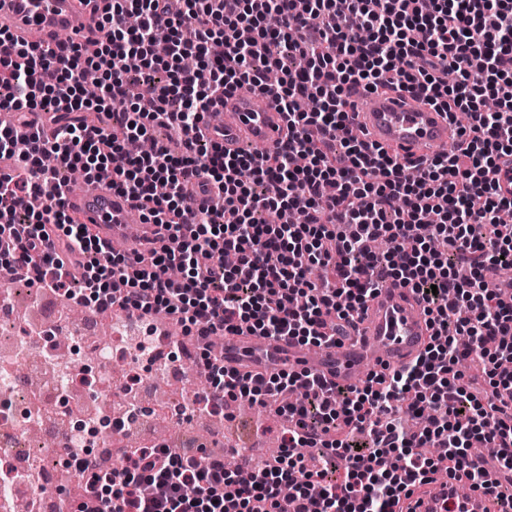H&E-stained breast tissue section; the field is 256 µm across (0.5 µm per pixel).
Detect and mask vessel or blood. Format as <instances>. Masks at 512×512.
Returning <instances> with one entry per match:
<instances>
[{
    "label": "vessel or blood",
    "instance_id": "vessel-or-blood-1",
    "mask_svg": "<svg viewBox=\"0 0 512 512\" xmlns=\"http://www.w3.org/2000/svg\"><path fill=\"white\" fill-rule=\"evenodd\" d=\"M101 0H0V29L33 46L55 44L60 35L78 40L100 34ZM215 111L222 123L207 127L208 137L235 153L250 144L262 153L277 151L285 141L286 122L267 92L218 96ZM347 130L365 133L368 141L387 149L400 161H416L431 146L449 142L455 127L446 113L409 96L365 93L349 111ZM67 214L93 225L96 234L121 246L128 260L139 248L127 243V226L136 210L125 195L113 190L109 178L68 185L63 190ZM350 337L334 346L312 350L285 338H224V365L240 373L269 375L297 368L327 383L350 386L370 369L385 372L413 363L426 348L430 329L416 293L384 280L366 302ZM506 485L500 472L488 470L484 488L463 494L458 480L413 488L402 507L414 512H501L497 499Z\"/></svg>",
    "mask_w": 512,
    "mask_h": 512
}]
</instances>
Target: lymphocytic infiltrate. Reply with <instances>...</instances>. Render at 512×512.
Returning a JSON list of instances; mask_svg holds the SVG:
<instances>
[{
  "mask_svg": "<svg viewBox=\"0 0 512 512\" xmlns=\"http://www.w3.org/2000/svg\"><path fill=\"white\" fill-rule=\"evenodd\" d=\"M95 55L18 45L0 30V254L41 269L39 287L98 310L166 315L185 336L249 330L301 346L334 342L379 278L411 288L433 334L410 366L348 388L308 373L254 378L202 351L214 410L275 405L288 427L248 479L220 456L126 448L105 467L59 454L82 482L70 512H397L439 464L481 487L488 461L512 472V0H110ZM293 53L307 55L304 68ZM194 67H184L185 57ZM280 74L270 83L268 71ZM94 72L99 99L83 78ZM142 77L131 89L130 73ZM271 89L288 122L274 154L228 156L202 133L218 92ZM386 88L471 117L455 150L410 166L345 134L346 91ZM495 101L487 111V101ZM55 113L50 137L28 126ZM171 128L190 151L125 142ZM108 173L166 231L172 248L136 263L65 214L64 170ZM194 179L212 204L186 206ZM303 208L302 224L269 213ZM392 249L374 253L372 239ZM300 398L281 404L282 393ZM367 433L359 444L355 432ZM441 443L443 458L425 455Z\"/></svg>",
  "mask_w": 512,
  "mask_h": 512,
  "instance_id": "1",
  "label": "lymphocytic infiltrate"
}]
</instances>
